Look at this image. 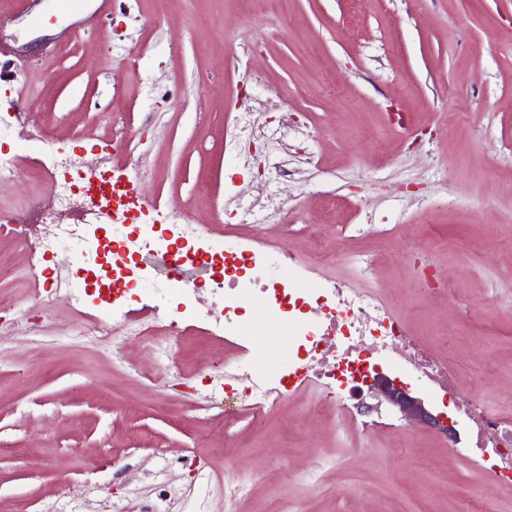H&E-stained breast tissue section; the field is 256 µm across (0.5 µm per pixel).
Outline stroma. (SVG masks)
<instances>
[{
    "label": "stroma",
    "instance_id": "1",
    "mask_svg": "<svg viewBox=\"0 0 512 512\" xmlns=\"http://www.w3.org/2000/svg\"><path fill=\"white\" fill-rule=\"evenodd\" d=\"M85 31L54 0H0V44L21 60L0 79V116L25 94L24 128L9 142L22 177L0 186V215L47 202L34 135L46 130L74 168L111 171L150 200L142 226L155 236L223 250L235 226L241 244L266 227L265 246H304L315 226L325 249L343 225L394 228L376 250L375 277L395 314L431 328L451 347L465 379L512 387V0H277L247 14L237 0H121L110 16L84 0ZM296 132L280 135L283 112ZM120 118L131 147L110 148ZM188 221L171 223L174 211ZM46 227L0 232V296L15 316L37 314L36 296L69 269L67 252L42 260ZM441 242L434 263L453 276L473 311L494 304L487 324L426 296L404 255ZM83 309L59 301L35 336L0 342V512H41L71 480L109 486L125 448L194 451L213 474L211 512H459L452 489L467 484L491 512H512L505 490L468 471L438 435L380 406L383 423L342 448L331 416L303 404L311 385L284 390L279 406L234 425L196 419L200 395L224 385L212 362L236 353L206 335V306L181 320V372L164 378L155 346L131 340L122 359L109 343L84 344ZM139 374H131V366ZM347 464L308 487L298 475L322 454ZM260 480L228 501L226 488Z\"/></svg>",
    "mask_w": 512,
    "mask_h": 512
}]
</instances>
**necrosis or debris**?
I'll return each instance as SVG.
<instances>
[{"mask_svg":"<svg viewBox=\"0 0 512 512\" xmlns=\"http://www.w3.org/2000/svg\"><path fill=\"white\" fill-rule=\"evenodd\" d=\"M39 169L45 176L56 206L41 210L42 223L50 227L42 241L43 252L65 249L74 240L83 241L77 251L80 263H88L94 242L88 241L84 225L65 224L63 211L75 197L91 199L97 223L111 224L113 213H125V204H112V192L105 172L88 169L68 172L56 156L51 136L40 134ZM372 228H341L333 260L350 265L359 277L374 273L373 256L363 246ZM200 261L219 264L218 274L196 283L193 296L210 294L211 307L217 308L218 332L239 335L243 329L237 319L244 306L262 304L269 315L268 327L252 328L255 336L268 332L286 337L288 355L297 364L287 373L277 374V360L259 358L257 352L242 348L241 365L225 368V379L245 385L244 399L255 410L279 403L278 386L303 380L314 385L320 398L308 403L307 413L324 412L326 403L336 407L337 423L352 422L362 433H370L373 421L367 420L360 406L364 387L378 365L395 360L403 374L423 384L441 400L450 401L467 426V453L463 465L479 469L489 480L512 485V414L492 404L486 392L463 389L460 370L447 352L430 347L409 325L393 314L381 291L358 287L354 282L322 276L313 281L296 274L302 266L300 252L288 242L256 253L225 249L222 257L203 252ZM149 331L132 310L113 308L111 314L96 316L86 335L95 342L108 336L112 350L122 354L132 336H148Z\"/></svg>","mask_w":512,"mask_h":512,"instance_id":"necrosis-or-debris-1","label":"necrosis or debris"}]
</instances>
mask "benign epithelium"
Segmentation results:
<instances>
[{"label": "benign epithelium", "mask_w": 512, "mask_h": 512, "mask_svg": "<svg viewBox=\"0 0 512 512\" xmlns=\"http://www.w3.org/2000/svg\"><path fill=\"white\" fill-rule=\"evenodd\" d=\"M370 390L377 400L373 408L386 404L410 424L437 433L451 443L458 440L459 432L455 423L444 414L434 412L407 385L379 373L372 378Z\"/></svg>", "instance_id": "obj_1"}]
</instances>
